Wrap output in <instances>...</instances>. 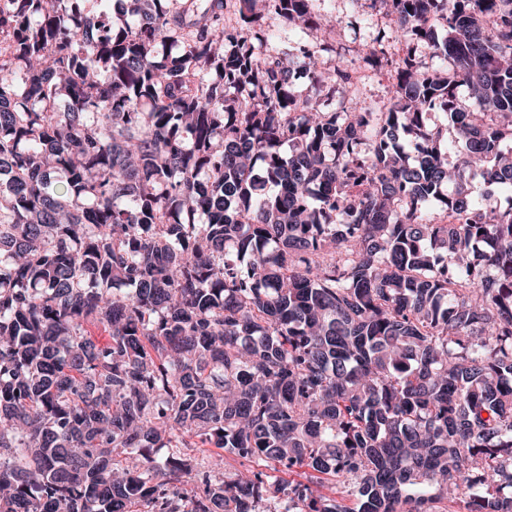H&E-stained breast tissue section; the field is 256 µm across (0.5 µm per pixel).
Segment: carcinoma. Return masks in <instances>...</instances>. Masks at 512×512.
Instances as JSON below:
<instances>
[{"label":"carcinoma","mask_w":512,"mask_h":512,"mask_svg":"<svg viewBox=\"0 0 512 512\" xmlns=\"http://www.w3.org/2000/svg\"><path fill=\"white\" fill-rule=\"evenodd\" d=\"M108 2L0 0V512H512V0H367L373 103L310 0ZM366 78L362 80V96L368 101H382L386 97L388 78L379 72H365Z\"/></svg>","instance_id":"obj_1"}]
</instances>
